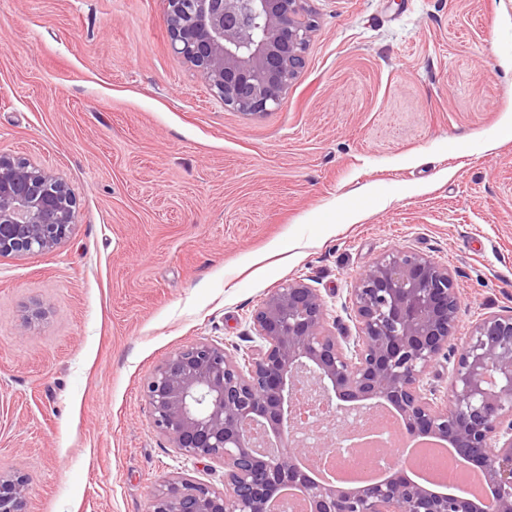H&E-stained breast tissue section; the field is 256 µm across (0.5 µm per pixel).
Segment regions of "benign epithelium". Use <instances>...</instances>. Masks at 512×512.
I'll return each mask as SVG.
<instances>
[{
    "label": "benign epithelium",
    "mask_w": 512,
    "mask_h": 512,
    "mask_svg": "<svg viewBox=\"0 0 512 512\" xmlns=\"http://www.w3.org/2000/svg\"><path fill=\"white\" fill-rule=\"evenodd\" d=\"M172 51L224 107L244 115L280 108L305 64L317 27L310 0H165ZM76 200L55 173L0 153V256L52 252L69 237ZM356 335L329 327L322 297L302 279L271 292L251 317L255 345L238 358L198 341L147 379L153 427L177 453L224 466V487L164 480L147 512H271L284 485L309 512H479L469 498L437 493L399 468L360 487L318 482L299 468L296 437L305 389L326 412L321 447L341 451L336 420L393 407L412 436H432L483 469L497 512H512V313L472 329L444 399L424 376L456 339L459 298L447 266L396 250L363 270L350 293ZM31 479L0 470V512H28Z\"/></svg>",
    "instance_id": "7a95c632"
}]
</instances>
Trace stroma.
Segmentation results:
<instances>
[{"instance_id": "1", "label": "stroma", "mask_w": 512, "mask_h": 512, "mask_svg": "<svg viewBox=\"0 0 512 512\" xmlns=\"http://www.w3.org/2000/svg\"><path fill=\"white\" fill-rule=\"evenodd\" d=\"M310 7L285 104L246 116L172 52L165 0H0V152L76 197L61 247L0 257V469L32 477L31 512L223 486L154 430L143 386L195 341L249 349L288 280L351 336L378 257L448 266L456 340L425 379L442 392L473 325L512 312V0Z\"/></svg>"}]
</instances>
